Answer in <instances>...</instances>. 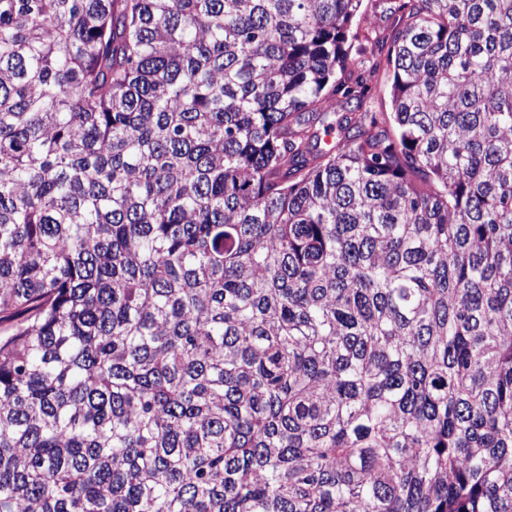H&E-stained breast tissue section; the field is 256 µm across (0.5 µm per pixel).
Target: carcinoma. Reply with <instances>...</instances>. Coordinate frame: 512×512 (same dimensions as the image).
<instances>
[{"label": "carcinoma", "instance_id": "carcinoma-1", "mask_svg": "<svg viewBox=\"0 0 512 512\" xmlns=\"http://www.w3.org/2000/svg\"><path fill=\"white\" fill-rule=\"evenodd\" d=\"M361 5L0 0V512H512V0ZM374 0H365L362 3L361 14L354 21L353 30L358 29L359 41L355 42L350 53V59L354 65L365 64L369 66L372 62L371 54L377 42L389 32L392 18L382 12L389 5H381L374 8ZM361 62V63H360Z\"/></svg>", "mask_w": 512, "mask_h": 512}]
</instances>
